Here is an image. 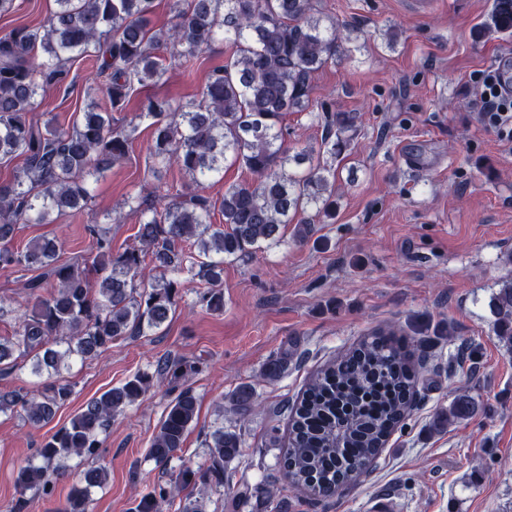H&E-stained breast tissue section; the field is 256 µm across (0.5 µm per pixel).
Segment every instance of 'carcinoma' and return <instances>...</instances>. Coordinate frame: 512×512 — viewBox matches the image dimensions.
I'll return each mask as SVG.
<instances>
[{
    "instance_id": "obj_1",
    "label": "carcinoma",
    "mask_w": 512,
    "mask_h": 512,
    "mask_svg": "<svg viewBox=\"0 0 512 512\" xmlns=\"http://www.w3.org/2000/svg\"><path fill=\"white\" fill-rule=\"evenodd\" d=\"M53 2L45 24L0 36V160L24 157L13 178L0 183V269L39 272L25 283L32 305L14 311L12 335L0 339V372L27 358L32 374L48 376L38 394L0 392V412L30 425L49 422L71 398L73 385L53 378L64 360L94 359L118 338L149 335L175 313L182 288L196 278L206 282L199 305L222 311L225 259L279 244L289 224L307 239L312 228L301 214L309 207L322 221L333 219L336 169L328 161L351 150L355 128L353 113L329 112L318 149L287 146L284 117L307 111L318 73L356 50L351 29L321 12L317 0H169L173 19L161 28L151 23L155 0ZM510 32L512 0H492L476 37ZM218 41L230 47L231 57L207 71L200 97L185 103L149 97L136 114L151 128L143 178L166 167L188 178L186 191L174 197L127 198L128 214L138 217V244L116 253L109 229L89 224L91 245L75 261H60L54 238L15 248L20 225L51 224L88 209V179L127 158L135 127L115 126L112 113L123 111L137 90L166 81L161 52L188 66ZM80 56L100 61L96 78H107L109 107L92 101L66 127L30 117L37 97L64 85ZM227 165L246 169L252 181L230 185L216 199L209 188L222 181ZM492 307L497 335L512 345V280L499 288ZM287 366L284 352L269 358L260 374L275 380ZM192 369L164 358L155 375L136 374L90 401L38 449L42 463L18 470L16 484L23 491L48 490L50 467L73 455H96L115 416L140 400L154 379L174 384ZM419 369L408 345L384 331L324 364L290 408L279 460L283 477L323 499L336 496L338 483H355L409 415ZM256 405L254 387L242 383L225 410L243 418ZM196 410L193 391L181 389L152 439V459L164 464L174 458ZM242 443L239 431L216 427L207 440L210 474L181 465L173 486L142 497L135 512H164L173 492L222 483L224 466L240 455ZM106 480L100 466L85 471L83 485L73 487L60 512H87L92 489Z\"/></svg>"
}]
</instances>
